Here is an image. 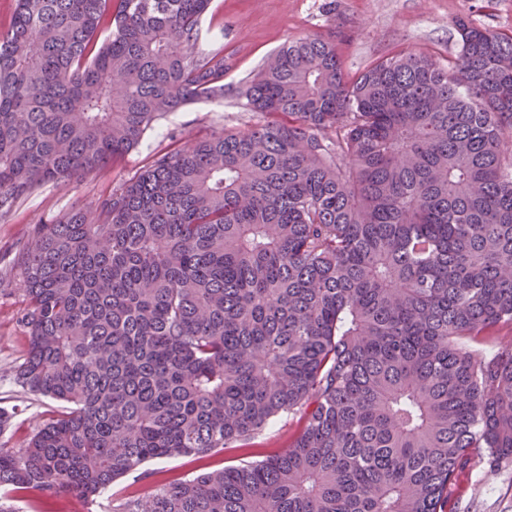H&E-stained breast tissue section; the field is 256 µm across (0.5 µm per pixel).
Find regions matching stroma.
Returning <instances> with one entry per match:
<instances>
[{
  "label": "stroma",
  "instance_id": "obj_1",
  "mask_svg": "<svg viewBox=\"0 0 512 512\" xmlns=\"http://www.w3.org/2000/svg\"><path fill=\"white\" fill-rule=\"evenodd\" d=\"M512 33V0H214L203 27L224 31V100L197 102L159 119L138 145L105 168L68 186L46 184L0 217V409L11 424L0 432V448L19 450L57 413L62 402L22 388L16 373L27 353L20 321L26 307L15 256L32 245L36 224L64 219L136 176L157 152L180 147L186 138L212 131H236L259 121L240 89L283 45L335 28L336 55L344 72L356 76L380 59L416 50L441 65L459 51L457 18ZM298 416L270 422L245 448H219L205 458L179 456L150 460L136 472L117 478L101 494L83 500L72 495L45 498L38 492L15 493L17 512H121L125 505L151 496L157 487L191 478L201 469H224L259 461L288 448L299 431ZM456 512H512V467L477 466L451 492Z\"/></svg>",
  "mask_w": 512,
  "mask_h": 512
}]
</instances>
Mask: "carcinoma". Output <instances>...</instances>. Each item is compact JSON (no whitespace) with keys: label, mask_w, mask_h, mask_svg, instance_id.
I'll return each instance as SVG.
<instances>
[{"label":"carcinoma","mask_w":512,"mask_h":512,"mask_svg":"<svg viewBox=\"0 0 512 512\" xmlns=\"http://www.w3.org/2000/svg\"><path fill=\"white\" fill-rule=\"evenodd\" d=\"M212 0H16L0 31V213L224 101ZM348 77L329 30L240 90L264 120L189 138L20 252L17 382L69 405L0 488L86 498L283 414L292 445L122 512H453L512 466V35L456 21Z\"/></svg>","instance_id":"cac0c4a2"}]
</instances>
